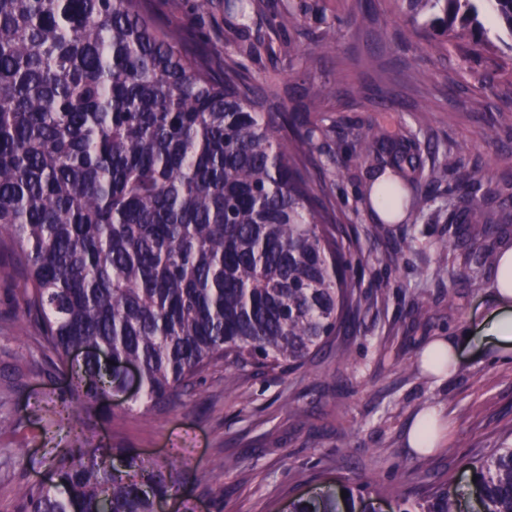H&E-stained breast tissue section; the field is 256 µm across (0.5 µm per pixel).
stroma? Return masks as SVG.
<instances>
[{
  "instance_id": "1",
  "label": "stroma",
  "mask_w": 512,
  "mask_h": 512,
  "mask_svg": "<svg viewBox=\"0 0 512 512\" xmlns=\"http://www.w3.org/2000/svg\"><path fill=\"white\" fill-rule=\"evenodd\" d=\"M150 0L162 19L187 30L223 60L229 39L224 0ZM336 41L306 42L296 70L281 79L279 106L308 101L311 85L336 90L331 133L304 163L339 224L338 238L359 279L361 327L342 333L301 369L216 365L165 404L114 421L72 402L67 377L39 348L22 314L20 278L0 273V512H14L18 484L45 478L50 450L43 436L52 408L68 406L75 433L94 444L136 449L173 467L186 483L163 512H286L294 496L372 479V505L388 512L400 496L454 480L464 512L469 461L512 446V362L494 360L474 341L448 379L416 360L426 342L451 336L491 311L494 272L448 286V267L462 248L483 245L477 227L433 221L375 223L364 199L367 165L355 141L356 121L388 115L421 131L436 161L456 155L486 186L512 183V85L479 86L457 54L437 55L403 25L391 0H325ZM424 314H416V307ZM438 409L448 445L413 451V419ZM231 469H224V462Z\"/></svg>"
}]
</instances>
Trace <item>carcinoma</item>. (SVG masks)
I'll list each match as a JSON object with an SVG mask.
<instances>
[{"instance_id":"obj_1","label":"carcinoma","mask_w":512,"mask_h":512,"mask_svg":"<svg viewBox=\"0 0 512 512\" xmlns=\"http://www.w3.org/2000/svg\"><path fill=\"white\" fill-rule=\"evenodd\" d=\"M439 53L462 60L512 39V0H394ZM265 0H224L233 35L224 65L163 23L148 0H0V254L22 277L23 313L74 400L116 418L158 404L211 366L304 367L360 301L337 224L303 157L327 137L332 92L309 89L282 110V71L302 51L253 34ZM314 15L286 0L276 29ZM280 61L254 78L245 59ZM373 191L394 222L438 178L431 143L382 120L357 135ZM451 220L487 237L512 209L482 207L466 188ZM497 263L493 247L461 254L448 280ZM84 359L72 358V351ZM46 483L16 489L15 512H156L179 480L129 448L57 443ZM482 512H512V448L469 463ZM299 496L290 512H356L354 493ZM397 512H462L453 481L401 497Z\"/></svg>"}]
</instances>
